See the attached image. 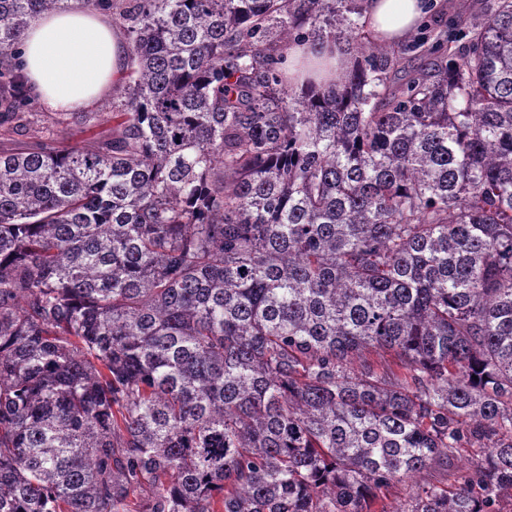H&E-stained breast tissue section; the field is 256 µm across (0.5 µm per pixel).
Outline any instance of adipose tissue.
I'll use <instances>...</instances> for the list:
<instances>
[{
	"label": "adipose tissue",
	"instance_id": "adipose-tissue-1",
	"mask_svg": "<svg viewBox=\"0 0 512 512\" xmlns=\"http://www.w3.org/2000/svg\"><path fill=\"white\" fill-rule=\"evenodd\" d=\"M425 9V0H367L366 17L375 37L404 40ZM124 41L110 14L77 9L36 20L23 39V58L41 104L52 112L89 108L109 86L120 85Z\"/></svg>",
	"mask_w": 512,
	"mask_h": 512
}]
</instances>
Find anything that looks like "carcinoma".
Returning <instances> with one entry per match:
<instances>
[{
    "instance_id": "cac0c4a2",
    "label": "carcinoma",
    "mask_w": 512,
    "mask_h": 512,
    "mask_svg": "<svg viewBox=\"0 0 512 512\" xmlns=\"http://www.w3.org/2000/svg\"><path fill=\"white\" fill-rule=\"evenodd\" d=\"M364 2L0 0V138L41 15L126 39L105 139L0 149V512H501L512 0L402 75ZM325 41L350 65L296 90ZM412 492L410 483L397 484L396 487L387 494L386 498L383 499L379 508L381 509V506H383L387 512H396V510L401 511L403 508H408L409 496Z\"/></svg>"
}]
</instances>
